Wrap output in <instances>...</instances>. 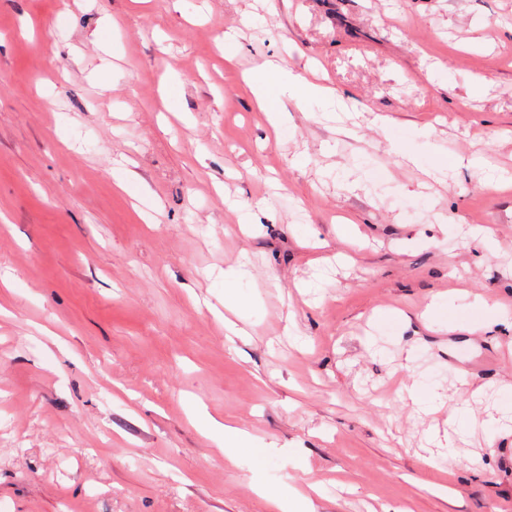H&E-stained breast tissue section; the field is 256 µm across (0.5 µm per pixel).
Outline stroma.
<instances>
[{"label":"stroma","mask_w":512,"mask_h":512,"mask_svg":"<svg viewBox=\"0 0 512 512\" xmlns=\"http://www.w3.org/2000/svg\"><path fill=\"white\" fill-rule=\"evenodd\" d=\"M264 60L345 109L271 134ZM510 343L512 0H0V512H512ZM214 434L219 447L230 459L255 454V448L241 446L243 433L236 428L221 425L218 429H214Z\"/></svg>","instance_id":"35a3bbf8"}]
</instances>
